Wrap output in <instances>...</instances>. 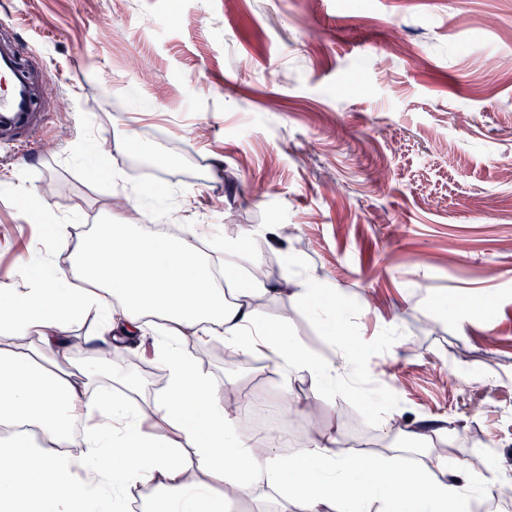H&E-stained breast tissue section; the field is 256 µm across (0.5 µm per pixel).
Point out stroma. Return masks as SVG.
I'll return each mask as SVG.
<instances>
[{
  "mask_svg": "<svg viewBox=\"0 0 512 512\" xmlns=\"http://www.w3.org/2000/svg\"><path fill=\"white\" fill-rule=\"evenodd\" d=\"M32 59L36 123L0 140V281L37 236L24 181L75 224L252 236L344 290L364 374L318 390V430L377 450V416L512 477V0H0ZM127 150L110 152L114 136ZM157 186L151 219L116 193ZM312 354L311 308L258 301ZM194 349L225 389L277 400L264 360Z\"/></svg>",
  "mask_w": 512,
  "mask_h": 512,
  "instance_id": "obj_1",
  "label": "stroma"
}]
</instances>
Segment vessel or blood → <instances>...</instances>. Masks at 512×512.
Wrapping results in <instances>:
<instances>
[{
	"label": "vessel or blood",
	"instance_id": "b4317fda",
	"mask_svg": "<svg viewBox=\"0 0 512 512\" xmlns=\"http://www.w3.org/2000/svg\"><path fill=\"white\" fill-rule=\"evenodd\" d=\"M31 74L26 59L14 42L0 38V119L28 125L32 112Z\"/></svg>",
	"mask_w": 512,
	"mask_h": 512
}]
</instances>
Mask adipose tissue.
<instances>
[{
    "instance_id": "ef3b65f1",
    "label": "adipose tissue",
    "mask_w": 512,
    "mask_h": 512,
    "mask_svg": "<svg viewBox=\"0 0 512 512\" xmlns=\"http://www.w3.org/2000/svg\"><path fill=\"white\" fill-rule=\"evenodd\" d=\"M24 209L44 232L19 258L20 274L0 282V512H224L230 497L274 490L280 512H467L473 497L500 483L440 455L408 463L402 448L356 453L324 435L284 462L277 446H254L224 405V385L193 359L189 345L224 341L241 360L263 359L284 394L309 377L320 388L343 384L362 367L366 347L336 318L339 286L313 273H287L286 295L309 303L338 337L334 359L303 350L284 324L264 321L255 304L265 276L224 289L241 261L259 267L245 240L157 234L112 219L73 233L48 199L19 187ZM73 240L69 269L58 246ZM92 321L96 361L65 371L75 326ZM137 345L166 376L162 391L139 400L140 386L113 371V393L99 391L101 362Z\"/></svg>"
}]
</instances>
